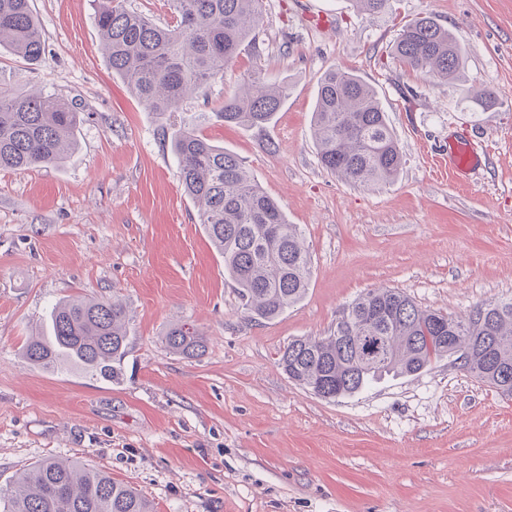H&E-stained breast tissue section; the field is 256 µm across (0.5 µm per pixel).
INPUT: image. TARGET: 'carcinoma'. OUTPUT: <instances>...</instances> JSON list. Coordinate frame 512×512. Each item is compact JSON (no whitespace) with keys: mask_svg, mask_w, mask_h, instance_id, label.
<instances>
[{"mask_svg":"<svg viewBox=\"0 0 512 512\" xmlns=\"http://www.w3.org/2000/svg\"><path fill=\"white\" fill-rule=\"evenodd\" d=\"M176 19L160 26L126 0H93L94 18L112 73L158 118L179 117L171 146L199 223L222 256L245 310L273 320L305 296L311 258L302 234L257 184L243 161L213 144L198 118L180 114L189 93L224 74L256 38L263 0H167ZM0 48L30 64L42 62L44 43L30 0H0ZM404 68L449 83L464 63L453 32L430 16L406 24L393 45ZM288 89L251 73L241 91L212 116L249 128L268 125ZM79 112L51 92L16 91L0 84V169L60 164L74 145ZM313 137L319 162L344 182L371 187L393 181L402 153L375 90L349 70H327L318 86ZM185 358L205 354L203 334L184 324L163 336ZM126 308L118 298L61 301L47 332L31 336L23 355L47 370L76 368L118 383L128 353ZM491 350L492 361L484 359ZM458 355L461 368L512 398V299L476 304L453 316L418 306L396 288H374L345 306L327 336L291 340L280 352L288 378L325 399L352 396L391 373L414 376L432 362ZM3 512H152L133 486L95 468L46 459L27 468L7 493Z\"/></svg>","mask_w":512,"mask_h":512,"instance_id":"cac0c4a2","label":"carcinoma"}]
</instances>
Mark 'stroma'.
Wrapping results in <instances>:
<instances>
[{
  "label": "stroma",
  "mask_w": 512,
  "mask_h": 512,
  "mask_svg": "<svg viewBox=\"0 0 512 512\" xmlns=\"http://www.w3.org/2000/svg\"><path fill=\"white\" fill-rule=\"evenodd\" d=\"M45 59L0 52V82L72 102L60 165L0 170V489L45 458L135 486L154 512H512V399L445 357L327 400L278 364L288 341L325 336L366 290L467 314L512 298V0H263L256 45L189 96L203 135L241 158L298 225L312 260L305 297L271 321L242 308L224 259L181 186L171 132L103 55L91 0H31ZM429 15L464 50L459 80H426L391 55ZM341 65L378 93L399 142L397 178L352 187L312 136L318 82ZM261 71L288 97L263 129L211 119ZM490 88L494 105L470 98ZM471 137L478 166L440 176L431 157ZM119 297L130 318L124 379L50 371L22 357L65 299ZM207 340L169 352L174 322Z\"/></svg>",
  "instance_id": "stroma-1"
}]
</instances>
